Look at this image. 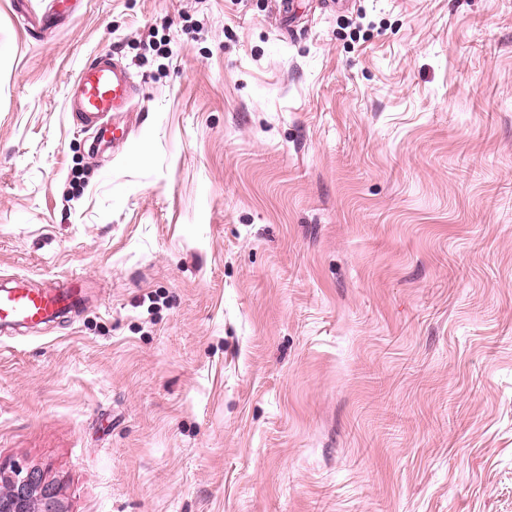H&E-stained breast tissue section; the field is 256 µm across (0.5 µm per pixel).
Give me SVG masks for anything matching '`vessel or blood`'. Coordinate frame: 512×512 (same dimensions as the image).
Listing matches in <instances>:
<instances>
[{"label": "vessel or blood", "instance_id": "vessel-or-blood-1", "mask_svg": "<svg viewBox=\"0 0 512 512\" xmlns=\"http://www.w3.org/2000/svg\"><path fill=\"white\" fill-rule=\"evenodd\" d=\"M135 85L129 68L120 65L111 52L102 51L85 62L69 87L68 110L84 129L94 130L95 148L125 143L131 128L124 120ZM79 277L54 288L0 289V324L38 325L76 307L83 290Z\"/></svg>", "mask_w": 512, "mask_h": 512}]
</instances>
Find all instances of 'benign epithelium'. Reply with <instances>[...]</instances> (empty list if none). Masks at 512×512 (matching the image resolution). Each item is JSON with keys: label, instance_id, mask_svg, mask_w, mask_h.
Wrapping results in <instances>:
<instances>
[{"label": "benign epithelium", "instance_id": "obj_1", "mask_svg": "<svg viewBox=\"0 0 512 512\" xmlns=\"http://www.w3.org/2000/svg\"><path fill=\"white\" fill-rule=\"evenodd\" d=\"M0 512H70L60 486L38 468L0 466Z\"/></svg>", "mask_w": 512, "mask_h": 512}]
</instances>
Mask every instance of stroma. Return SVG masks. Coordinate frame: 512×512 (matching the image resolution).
Returning a JSON list of instances; mask_svg holds the SVG:
<instances>
[{
	"mask_svg": "<svg viewBox=\"0 0 512 512\" xmlns=\"http://www.w3.org/2000/svg\"><path fill=\"white\" fill-rule=\"evenodd\" d=\"M0 0V465L70 512H512V0ZM140 93L93 154L66 94ZM135 85L128 66L120 65L111 51L85 62L69 87L68 111L83 129L94 128V148L124 144L131 127L122 119L130 109ZM80 281L72 276L55 288L0 289V324L38 325L71 310L82 300Z\"/></svg>",
	"mask_w": 512,
	"mask_h": 512,
	"instance_id": "1",
	"label": "stroma"
}]
</instances>
